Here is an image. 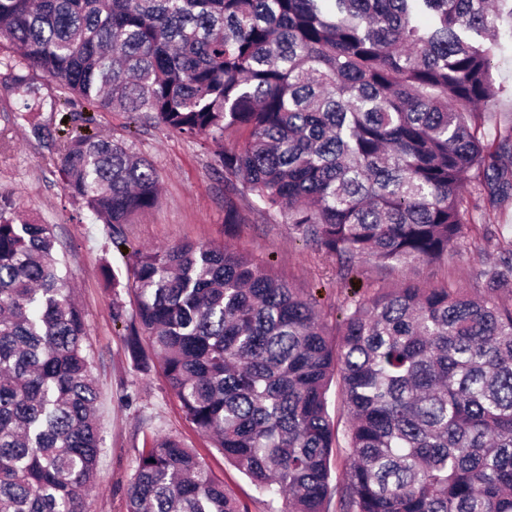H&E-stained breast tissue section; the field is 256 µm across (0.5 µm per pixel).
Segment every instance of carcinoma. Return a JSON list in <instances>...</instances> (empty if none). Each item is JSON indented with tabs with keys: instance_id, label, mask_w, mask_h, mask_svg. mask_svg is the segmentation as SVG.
<instances>
[{
	"instance_id": "obj_1",
	"label": "carcinoma",
	"mask_w": 512,
	"mask_h": 512,
	"mask_svg": "<svg viewBox=\"0 0 512 512\" xmlns=\"http://www.w3.org/2000/svg\"><path fill=\"white\" fill-rule=\"evenodd\" d=\"M512 0H0L11 88L42 129L35 77L66 101L213 144L224 223L237 200L358 263L446 265L472 233L496 284L406 280L348 305L332 335L305 295L222 245L109 263L132 361L270 497V512H512V237L480 201L512 199V123L488 141ZM64 193L120 238L160 175L122 138L61 139ZM49 224L0 193V512H92L99 392L84 314ZM133 301L127 313L122 294ZM336 384L344 415L331 417ZM343 453V481L331 461ZM127 512H247L170 435L138 451Z\"/></svg>"
}]
</instances>
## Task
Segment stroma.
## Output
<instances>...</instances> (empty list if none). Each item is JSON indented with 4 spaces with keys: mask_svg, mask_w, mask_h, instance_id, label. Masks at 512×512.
I'll return each mask as SVG.
<instances>
[{
    "mask_svg": "<svg viewBox=\"0 0 512 512\" xmlns=\"http://www.w3.org/2000/svg\"><path fill=\"white\" fill-rule=\"evenodd\" d=\"M494 74L504 92L487 114L484 133L494 138L512 121V47L495 59ZM22 99L0 88V192L11 194L24 218L55 228L58 252L67 260L74 297L85 315L99 390L98 419L103 439L97 479L90 491L93 512H127V486L135 458L155 434H172L193 448L248 512H268L265 497L250 480L212 448L209 440L185 420L175 394L159 370L142 372L124 345L123 328L112 321V290L101 273L102 263L125 271L134 249H159L183 241L223 244L250 253L300 291L313 294L328 330L336 328V308L349 298H367L407 278L434 285L450 280L472 294L485 293V270L497 255L475 250L460 241L447 269L419 265L385 269L364 264L347 284L336 281L334 256L299 241L287 225L249 214L235 236L224 224V170L210 149L155 125L131 123L124 112H88L73 106L75 128L128 140L161 176V200L154 209L124 225L123 241L114 244L111 232L65 196L51 162L62 135L61 112L44 105V128L34 133L18 119Z\"/></svg>",
    "mask_w": 512,
    "mask_h": 512,
    "instance_id": "stroma-1",
    "label": "stroma"
}]
</instances>
